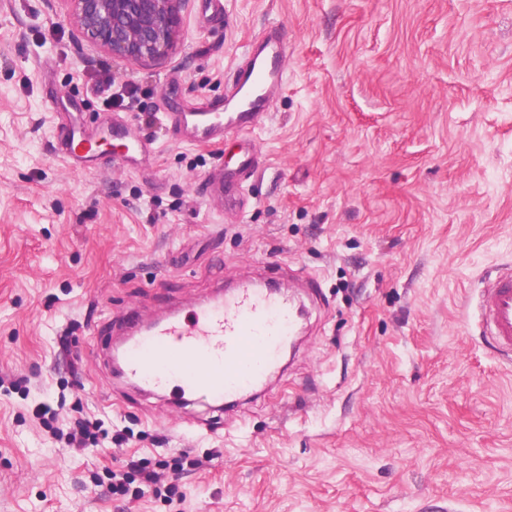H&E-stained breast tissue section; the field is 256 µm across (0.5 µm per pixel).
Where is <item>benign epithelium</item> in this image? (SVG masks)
I'll use <instances>...</instances> for the list:
<instances>
[{
  "mask_svg": "<svg viewBox=\"0 0 512 512\" xmlns=\"http://www.w3.org/2000/svg\"><path fill=\"white\" fill-rule=\"evenodd\" d=\"M86 40L116 57L146 63L177 48L186 0H67Z\"/></svg>",
  "mask_w": 512,
  "mask_h": 512,
  "instance_id": "1",
  "label": "benign epithelium"
}]
</instances>
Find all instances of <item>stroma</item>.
Listing matches in <instances>:
<instances>
[{"instance_id":"stroma-1","label":"stroma","mask_w":512,"mask_h":512,"mask_svg":"<svg viewBox=\"0 0 512 512\" xmlns=\"http://www.w3.org/2000/svg\"><path fill=\"white\" fill-rule=\"evenodd\" d=\"M269 28L286 53L268 117L180 142L166 113L226 97ZM107 76L134 108L103 104ZM73 120L152 151L75 170L54 152ZM244 138L263 165L225 214L210 183ZM506 266L512 0H187L149 64L87 42L65 0H0V512H122L106 487L132 460L167 464L183 497L145 492L142 512H512V361L476 308ZM245 275L315 284L266 391L174 410L117 380L127 311ZM43 406L110 436L71 451Z\"/></svg>"}]
</instances>
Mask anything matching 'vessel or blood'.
<instances>
[{"label":"vessel or blood","instance_id":"vessel-or-blood-1","mask_svg":"<svg viewBox=\"0 0 512 512\" xmlns=\"http://www.w3.org/2000/svg\"><path fill=\"white\" fill-rule=\"evenodd\" d=\"M284 48L277 30L265 31L237 73L226 105L173 112L174 129L190 144L220 142L228 129L246 131L267 115L269 91L282 82ZM93 134L72 124L61 128L56 153L68 164L99 168ZM260 160L242 142L237 164L218 170L224 203L240 206L236 186L254 176ZM293 295L245 284L215 300L165 311L143 323L130 312L128 336L118 341L121 374L154 393L170 394L174 405L207 402L214 411L238 406L266 385L297 334ZM484 334L494 349L512 353V271L497 272L480 304Z\"/></svg>","mask_w":512,"mask_h":512}]
</instances>
